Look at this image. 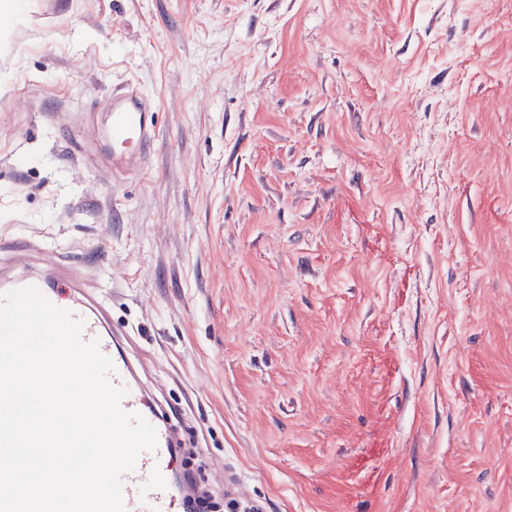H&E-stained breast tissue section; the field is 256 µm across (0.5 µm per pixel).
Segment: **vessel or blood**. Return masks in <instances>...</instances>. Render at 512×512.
<instances>
[{
    "instance_id": "1",
    "label": "vessel or blood",
    "mask_w": 512,
    "mask_h": 512,
    "mask_svg": "<svg viewBox=\"0 0 512 512\" xmlns=\"http://www.w3.org/2000/svg\"><path fill=\"white\" fill-rule=\"evenodd\" d=\"M85 135L101 148L98 168L123 174L138 168L152 153L157 137V113L151 99L135 85L112 95L106 105L87 110ZM33 286L51 303L67 309L84 322V341H98L114 364L111 381L126 388L122 407L148 420L156 429L155 450L142 452L135 469L125 475L123 498L126 512H182L171 473L179 434L139 375L124 333L112 321L105 297L89 293L77 265L59 258L48 242L20 246L12 263L0 262V296L10 290Z\"/></svg>"
}]
</instances>
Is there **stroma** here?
I'll list each match as a JSON object with an SVG mask.
<instances>
[{"label":"stroma","instance_id":"35a3bbf8","mask_svg":"<svg viewBox=\"0 0 512 512\" xmlns=\"http://www.w3.org/2000/svg\"><path fill=\"white\" fill-rule=\"evenodd\" d=\"M0 236L106 285L224 512H512V0H5ZM154 152L68 129L128 84Z\"/></svg>","mask_w":512,"mask_h":512}]
</instances>
